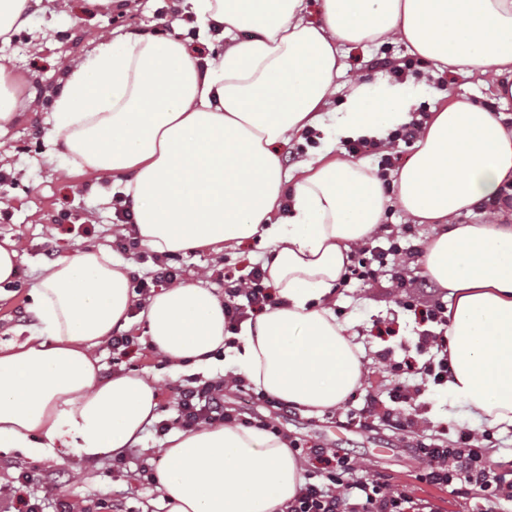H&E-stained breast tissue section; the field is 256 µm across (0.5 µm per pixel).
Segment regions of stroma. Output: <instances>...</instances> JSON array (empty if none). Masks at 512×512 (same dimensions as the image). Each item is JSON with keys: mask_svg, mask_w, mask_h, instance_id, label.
I'll use <instances>...</instances> for the list:
<instances>
[{"mask_svg": "<svg viewBox=\"0 0 512 512\" xmlns=\"http://www.w3.org/2000/svg\"><path fill=\"white\" fill-rule=\"evenodd\" d=\"M126 34L176 36L190 49H207L187 14L186 0H140L135 11L107 9L96 0H69L68 8L62 10L58 0H40L27 25L9 43H0V73L19 101L16 119L0 134V171L11 179L5 196L0 198V240L9 237L19 243L15 280L0 291L2 340L35 325L30 291L50 257H71L90 247L113 246L117 218L104 199L118 192L120 185L77 169L61 153L54 143L50 112L64 66L102 38ZM409 57L408 49L397 42L377 48L352 46L345 51L344 63L347 75L374 80L381 76V62L399 64ZM62 211L72 213L76 223L90 224V233H68L52 224V216ZM383 225L386 236L374 240L382 247L392 235L399 238L402 247L416 248L432 233L431 225L413 223L395 207L387 209ZM265 252V246L253 240L218 258L204 250L178 255L173 264L180 269L184 282L196 281L198 271L217 265L243 276L262 264ZM406 273L415 284L412 295L417 309L413 312L400 305L392 283L393 271L388 266L379 270L374 282L365 284L354 279L337 288L332 306L337 319L364 335L362 344L368 363L363 385L336 409L320 415L299 410L278 418L277 424L300 447L339 448L362 459L394 489L429 501L434 512H477L484 502L475 493L462 495L452 488L418 480L412 434L378 419L366 430L347 423V411L360 407L366 395L388 400L393 389L404 382L403 375L380 363L379 353L386 351L391 358L401 359L403 346L413 344L423 331L438 329L437 324L421 322L418 311L444 301L445 290L431 282L417 262L407 263ZM389 320L394 323L396 335H378V322ZM143 331L139 322L130 328L135 344L128 353L113 351L108 345L98 349L101 374L108 378L113 371L125 368L158 376L159 416L174 418L176 387L185 377L171 372L149 349ZM448 398L446 387L429 383L414 399L420 418L432 422V434L452 442L463 430L478 436L487 431L461 406H449ZM163 446V438L156 436L154 428H147L142 444L124 451V466L120 469L110 453L86 462L64 447L45 459L16 449L0 450V512H14V492L18 489L38 503L39 512H55L59 499L69 504L70 512H165L156 483L142 474L143 466L157 463ZM30 472L35 475L34 481L21 485L20 476Z\"/></svg>", "mask_w": 512, "mask_h": 512, "instance_id": "stroma-1", "label": "stroma"}]
</instances>
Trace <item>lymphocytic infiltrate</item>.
<instances>
[{
    "label": "lymphocytic infiltrate",
    "mask_w": 512,
    "mask_h": 512,
    "mask_svg": "<svg viewBox=\"0 0 512 512\" xmlns=\"http://www.w3.org/2000/svg\"><path fill=\"white\" fill-rule=\"evenodd\" d=\"M216 279L224 284V315L230 328H237L247 313L265 310L274 303L261 268H252L244 281L229 278L221 272L217 273ZM416 349L420 352L430 349L434 355L422 363L415 357H405L393 363V370L405 376L431 378L436 385L447 384L452 375L447 337L423 333ZM224 388L220 378L203 384L190 381L179 385L175 398L176 416L160 421L156 426L157 434H167L175 426L193 430L204 423L252 426V419L227 406ZM409 398V386H398L392 405L386 406L382 401L370 398L358 412L350 414L349 419L356 427L364 428L369 418L379 413L394 421L399 429L417 434L414 454L419 464L420 481L446 487L456 485L464 492L478 491L490 510L500 501H512V466L493 459L481 439L465 431L459 433L452 445L428 441L421 433L419 421L404 407ZM302 455L324 465L323 478L304 483L294 499L286 504L284 512H433L428 501L392 490L386 480L371 473L355 457L323 447L303 449Z\"/></svg>",
    "instance_id": "lymphocytic-infiltrate-1"
}]
</instances>
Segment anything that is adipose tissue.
<instances>
[{"label": "adipose tissue", "instance_id": "ef3b65f1", "mask_svg": "<svg viewBox=\"0 0 512 512\" xmlns=\"http://www.w3.org/2000/svg\"><path fill=\"white\" fill-rule=\"evenodd\" d=\"M205 39L196 57L175 37L99 42L69 63L54 96L55 142L76 167L124 177L116 208L133 206L136 236L159 255L219 253L260 239L278 297L255 326L225 329L224 303L196 283L149 297V347L171 369L231 374L308 414L361 386L365 355L330 306L353 248L388 207L433 234L418 259L448 292L450 396L487 427H512V223L461 224L512 184V125L503 113L426 80L348 82L335 135L386 141L425 91L436 105L415 151L384 184L375 167L331 146L284 173L280 147L323 122L343 51L396 40L436 70L494 77L512 101V0H189ZM32 295L38 324L0 343V447L36 457L74 449L87 461L137 447L157 416L156 377L101 376L96 350L133 305L129 267L102 247L44 266ZM167 512H282L303 482L287 439L259 427L173 429L156 469Z\"/></svg>", "mask_w": 512, "mask_h": 512}]
</instances>
